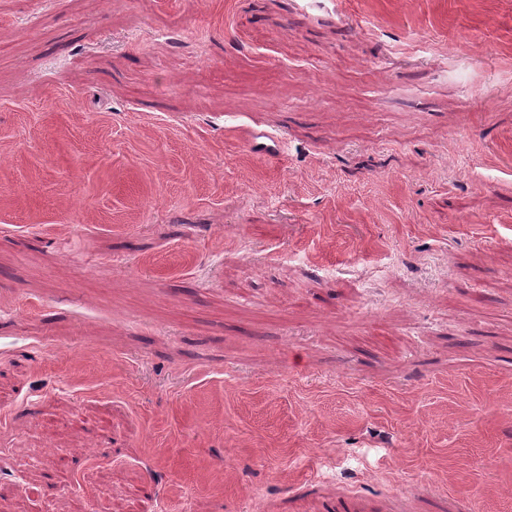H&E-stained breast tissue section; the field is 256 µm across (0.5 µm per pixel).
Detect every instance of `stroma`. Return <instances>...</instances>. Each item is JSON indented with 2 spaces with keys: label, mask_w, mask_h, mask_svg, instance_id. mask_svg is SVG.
<instances>
[{
  "label": "stroma",
  "mask_w": 512,
  "mask_h": 512,
  "mask_svg": "<svg viewBox=\"0 0 512 512\" xmlns=\"http://www.w3.org/2000/svg\"><path fill=\"white\" fill-rule=\"evenodd\" d=\"M0 310V512H512V0H0Z\"/></svg>",
  "instance_id": "obj_1"
}]
</instances>
